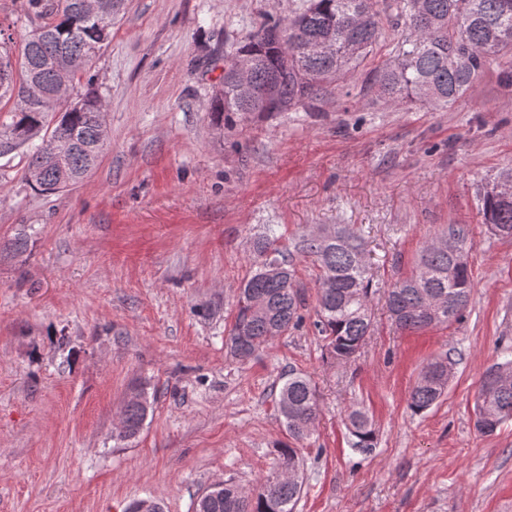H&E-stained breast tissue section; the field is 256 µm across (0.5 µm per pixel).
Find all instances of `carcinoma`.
Instances as JSON below:
<instances>
[{
  "label": "carcinoma",
  "instance_id": "1",
  "mask_svg": "<svg viewBox=\"0 0 512 512\" xmlns=\"http://www.w3.org/2000/svg\"><path fill=\"white\" fill-rule=\"evenodd\" d=\"M109 10L97 17L85 0H57L56 9L24 40L20 53H0V102H13L12 122L0 137V157L24 147L26 178L41 193L59 192L83 180L96 165L106 140L103 99L92 88L75 102L60 92L82 83L96 53L108 42L125 0H106ZM387 10L403 21L404 48L375 71L374 83L390 103L446 108L460 98L499 52L512 48V0H391ZM382 37L375 0H305L287 18L265 21L224 58V90L213 100L215 124L223 126L239 112L272 114L307 107L321 88L359 67ZM252 63L256 93L237 92L236 61ZM484 223L493 234L512 237V201L494 190L479 197ZM274 228L255 244V269L238 288L234 322L225 340L240 361L254 357L271 340L300 328L304 299L296 281L297 256L311 257L320 269L314 328L323 341L326 362L354 359L373 330L371 279L364 242L348 224H329L323 232L300 237L294 251L275 246ZM456 241L454 252L441 244L422 249L415 270L399 279L386 304L400 330L421 331L459 321L472 292L467 229L450 224L439 236ZM456 361L438 356L420 371L409 407L424 413L438 403L454 375ZM154 397L146 385L134 388L126 402L119 436L135 437ZM288 435L311 437L320 415L316 385L303 372L290 371L278 395ZM475 427L491 435L512 420V357L484 375L474 408ZM346 428L350 447H375L374 424L366 410L351 406ZM300 470L297 451L278 448L277 472L257 496L236 482L201 496L195 512H295L302 481L282 478Z\"/></svg>",
  "mask_w": 512,
  "mask_h": 512
}]
</instances>
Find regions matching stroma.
<instances>
[{
  "instance_id": "stroma-1",
  "label": "stroma",
  "mask_w": 512,
  "mask_h": 512,
  "mask_svg": "<svg viewBox=\"0 0 512 512\" xmlns=\"http://www.w3.org/2000/svg\"><path fill=\"white\" fill-rule=\"evenodd\" d=\"M303 0H126L90 70L107 141L77 184L39 194L21 152L0 158V512H125L152 498L193 512L213 484L257 491L291 443L275 399L289 370L310 375L320 416L295 444L296 512H512V420L474 426L485 371L512 350V239L491 233L479 192L512 178V87L484 71L448 108L389 105L374 69L397 55L384 35L314 108L211 120L224 57L268 17ZM42 22L27 0H0L11 53ZM325 224L362 236L373 279L372 336L346 364L322 360L313 321L319 270L296 265L302 326L254 358L224 346L254 244L281 249ZM451 224L472 244L461 321L396 330L384 294ZM451 354L441 401L416 414L420 369ZM156 399L140 434L119 439L133 389ZM363 406L377 444H348L344 414Z\"/></svg>"
}]
</instances>
